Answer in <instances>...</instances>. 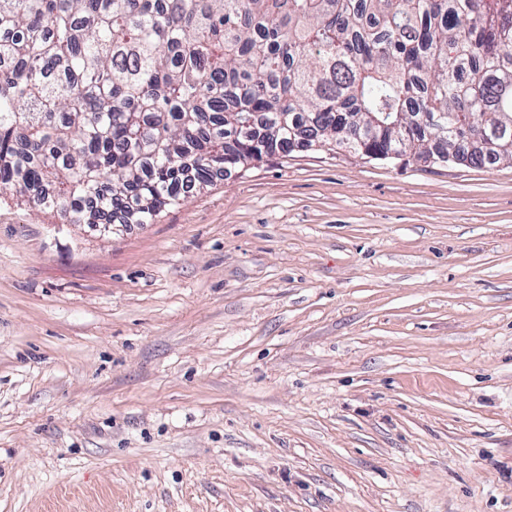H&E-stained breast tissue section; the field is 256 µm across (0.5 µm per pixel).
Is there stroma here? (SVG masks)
Returning a JSON list of instances; mask_svg holds the SVG:
<instances>
[{
  "instance_id": "35a3bbf8",
  "label": "stroma",
  "mask_w": 512,
  "mask_h": 512,
  "mask_svg": "<svg viewBox=\"0 0 512 512\" xmlns=\"http://www.w3.org/2000/svg\"><path fill=\"white\" fill-rule=\"evenodd\" d=\"M0 512H512V164L297 148L109 238L0 200Z\"/></svg>"
}]
</instances>
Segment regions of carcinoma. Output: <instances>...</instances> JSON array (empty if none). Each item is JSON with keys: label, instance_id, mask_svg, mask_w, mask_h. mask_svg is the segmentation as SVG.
Returning <instances> with one entry per match:
<instances>
[{"label": "carcinoma", "instance_id": "1", "mask_svg": "<svg viewBox=\"0 0 512 512\" xmlns=\"http://www.w3.org/2000/svg\"><path fill=\"white\" fill-rule=\"evenodd\" d=\"M322 146L512 161V0H0V197L150 224Z\"/></svg>", "mask_w": 512, "mask_h": 512}]
</instances>
